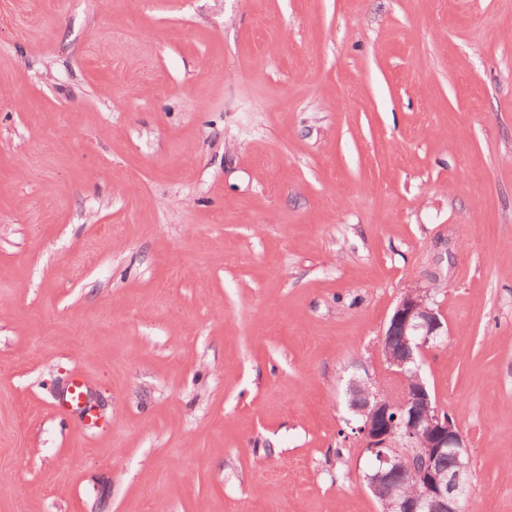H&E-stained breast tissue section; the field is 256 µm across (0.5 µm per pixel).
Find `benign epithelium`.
<instances>
[{"instance_id":"obj_1","label":"benign epithelium","mask_w":512,"mask_h":512,"mask_svg":"<svg viewBox=\"0 0 512 512\" xmlns=\"http://www.w3.org/2000/svg\"><path fill=\"white\" fill-rule=\"evenodd\" d=\"M392 333L405 337L409 360L394 358L382 345V370L370 380H353L349 388V394L363 395L361 403L350 407L358 420L353 433L373 461L363 480L385 505L384 512H462L472 479L464 436L432 404L420 372H415L413 381L407 380L408 361L423 356L448 335L427 292L415 289L399 299L385 330ZM446 456L453 457L455 464L446 469L435 465ZM407 459L422 463L417 469L409 466L423 487L419 495L406 491L405 480H393Z\"/></svg>"}]
</instances>
